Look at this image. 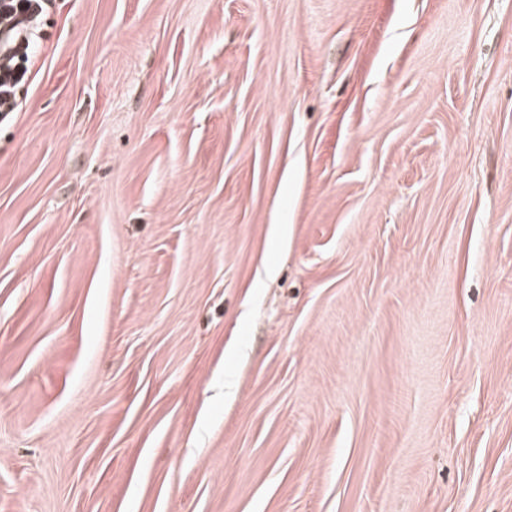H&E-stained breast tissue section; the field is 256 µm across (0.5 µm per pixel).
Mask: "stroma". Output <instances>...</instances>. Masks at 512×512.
<instances>
[{
  "label": "stroma",
  "mask_w": 512,
  "mask_h": 512,
  "mask_svg": "<svg viewBox=\"0 0 512 512\" xmlns=\"http://www.w3.org/2000/svg\"><path fill=\"white\" fill-rule=\"evenodd\" d=\"M0 122V512H512V0H53Z\"/></svg>",
  "instance_id": "35a3bbf8"
}]
</instances>
